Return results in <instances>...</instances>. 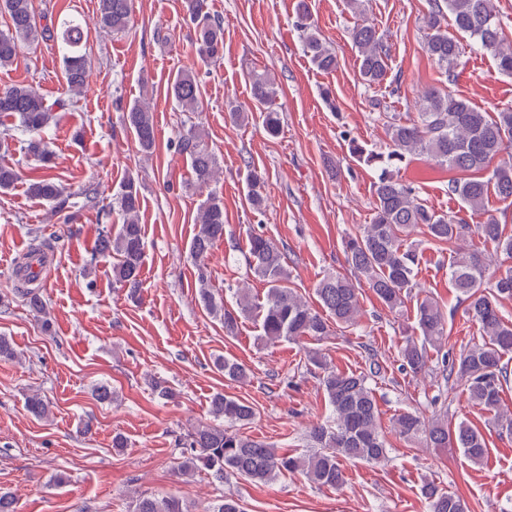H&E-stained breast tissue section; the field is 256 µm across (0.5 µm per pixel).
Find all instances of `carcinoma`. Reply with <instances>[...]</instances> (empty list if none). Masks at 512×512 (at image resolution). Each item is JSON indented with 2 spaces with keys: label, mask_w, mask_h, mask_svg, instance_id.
<instances>
[{
  "label": "carcinoma",
  "mask_w": 512,
  "mask_h": 512,
  "mask_svg": "<svg viewBox=\"0 0 512 512\" xmlns=\"http://www.w3.org/2000/svg\"><path fill=\"white\" fill-rule=\"evenodd\" d=\"M193 24V44L199 60L207 63L219 58L224 49V26L220 18L203 11L202 0H184ZM134 0H98V27L114 34L125 32L132 20ZM297 27L302 32L304 50L321 71H332L337 56L323 41L309 11L307 0H298ZM0 13L10 19L7 31L0 32V68L12 65L21 43L39 37L61 46L66 91L81 92L87 84L88 57L86 44L89 30L75 18H64L59 27L38 28L32 0H0ZM427 30L424 49L453 82L460 62L462 46L458 35L464 34L483 53L491 55L501 73L512 75V41L505 35L494 0H432L425 19ZM358 51L359 73L368 86L383 84L389 75V55L375 24L363 18L351 30ZM251 98L263 114L266 133L279 134L280 116L273 108L277 96L275 81L266 72L248 76ZM169 95L183 112L198 111L201 103L199 84L189 72H178L170 82ZM64 99L48 102L33 87L15 84L0 88V118L13 121L12 128L26 136L27 154L49 168L54 154L41 133L56 120V111ZM125 126L134 135L141 151L150 153L156 146L157 130L148 105L135 102L128 106ZM391 150L387 154L365 148L357 141L350 144L358 161L380 169L374 183V208L371 223L345 239L348 264L372 289L388 309L404 304L407 290L414 285L418 253L405 248L402 236L419 229L430 240L448 244L455 250L450 264V280L465 303V312L478 325L480 339L459 354L446 368L448 375L463 382L468 400L495 413L499 434L512 436V416L501 409L503 383L507 382L508 365L503 363L512 353V323L502 318L500 299L512 297V267L490 273L493 256L503 253L512 258V236L494 216L471 227L453 216L440 213L418 201L411 188L398 178L399 164L413 154L425 156L435 164L458 173L448 181V193L456 195L473 212L485 210L488 194L493 192L512 205V110L487 112L467 98L450 90L429 89L422 95L418 120L393 123L388 128ZM178 150L189 157L194 184L208 187L218 174L215 154L203 142L201 132L190 129L179 134ZM247 200L260 209L265 204V181L261 173L248 168ZM27 193L52 206L68 221L71 214L65 189L47 177L28 184ZM123 222L117 232L105 225L98 233L92 261L110 256L116 259L112 273L115 282L127 289V297L139 298L141 268L145 255L142 224L139 223L140 192L133 177H127L114 197ZM476 232L481 246L464 248L462 242ZM224 239V203L210 196L200 208L199 230L190 244L191 256L204 265L215 243ZM45 241H40L16 266L14 294L33 311L45 308L40 283L41 272L33 270V258L43 262ZM251 272L264 283L263 296L238 288L235 306L224 304L209 287L205 273L199 274V299L210 314L222 317L224 333L236 334L243 318H252L259 326L260 339L275 343L282 340H320L333 335L337 328L358 323L361 315L359 289L340 275H329L317 284L315 294L320 309H315L296 289L288 286L291 272L287 252L274 241L252 234L247 244ZM446 339L445 316L433 298L417 301L413 334L406 337L401 358L411 372L425 369L427 346H439ZM309 361L322 370L321 385L326 395L331 420L312 427L315 446L300 454L280 452L237 429L254 416L247 403L221 392L210 400L213 421L199 424L185 437L189 455L181 463V474L204 472L219 485L234 480L267 483L285 474H302L320 487L343 485V462L360 460L381 464L388 461L376 397L364 373L345 372L327 364L320 354H309ZM224 378L241 381L247 376L244 365L235 359L217 361ZM28 411L46 418L51 411L49 400L39 393L27 399ZM401 436L427 448H457L473 464L484 461L488 448L482 433L461 422H448L442 414L425 419L403 412L394 419ZM429 512H468L465 500L435 485L424 490ZM133 512H183L173 498L141 497ZM209 512H244L231 494L219 496Z\"/></svg>",
  "instance_id": "obj_1"
}]
</instances>
